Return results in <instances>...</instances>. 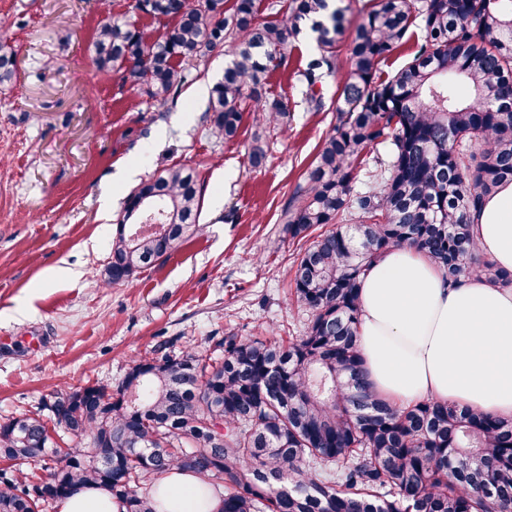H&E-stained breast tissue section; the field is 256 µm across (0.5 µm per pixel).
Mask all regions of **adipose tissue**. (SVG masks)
Instances as JSON below:
<instances>
[{
    "label": "adipose tissue",
    "mask_w": 512,
    "mask_h": 512,
    "mask_svg": "<svg viewBox=\"0 0 512 512\" xmlns=\"http://www.w3.org/2000/svg\"><path fill=\"white\" fill-rule=\"evenodd\" d=\"M482 255L512 271V182L471 215ZM358 339L372 389L405 406L453 402L512 418V289L478 276L449 284L429 258L409 246L385 251L359 289ZM161 498L177 512H220L203 482L176 472Z\"/></svg>",
    "instance_id": "adipose-tissue-1"
}]
</instances>
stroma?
Here are the masks:
<instances>
[{"mask_svg": "<svg viewBox=\"0 0 512 512\" xmlns=\"http://www.w3.org/2000/svg\"><path fill=\"white\" fill-rule=\"evenodd\" d=\"M128 3L0 0V35L17 49L16 80L0 86V420L89 382L117 386L140 357L210 349L231 330L296 336L308 320L290 299L301 243L283 213L336 124L342 73L324 79L311 109L297 71L317 42L307 33L289 44L266 80L288 116L254 168L255 113L231 141L205 118L232 46L190 67L161 112L96 68L98 24ZM175 162L198 175V230L128 282L102 286L132 189L123 169L139 165L144 180Z\"/></svg>", "mask_w": 512, "mask_h": 512, "instance_id": "35a3bbf8", "label": "stroma"}]
</instances>
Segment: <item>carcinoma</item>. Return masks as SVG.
<instances>
[{"label": "carcinoma", "instance_id": "obj_1", "mask_svg": "<svg viewBox=\"0 0 512 512\" xmlns=\"http://www.w3.org/2000/svg\"><path fill=\"white\" fill-rule=\"evenodd\" d=\"M129 9L163 33L150 40L127 15H108L93 62L152 105L175 103L187 67L234 45L207 108L227 141L246 112L283 123L288 104L269 96L266 75L302 33L319 46L298 71L312 107L317 85L340 69L345 15L333 0H291L284 12L273 0L263 21L258 0H131ZM415 22L424 37L412 59L382 77ZM16 56L1 36L0 85L16 77ZM339 99L336 126L284 210L290 237L314 236L292 278L309 313L303 334L277 344L229 331L218 358L193 347L143 358L114 391L88 384L0 421V512H46L83 487L108 491L118 512H159L160 481L174 470L224 491L220 512H512V418L450 402L396 407L367 382L357 344L361 278L393 246L426 253L450 282L478 273L512 288V271L476 249L469 220L512 182V0H376L354 29ZM267 149L256 135L253 167ZM201 209L198 176L184 164L142 182L126 198L106 284L168 256ZM144 221L163 231L137 232ZM52 425L75 444L53 446ZM32 461L42 476L26 472Z\"/></svg>", "mask_w": 512, "mask_h": 512}]
</instances>
